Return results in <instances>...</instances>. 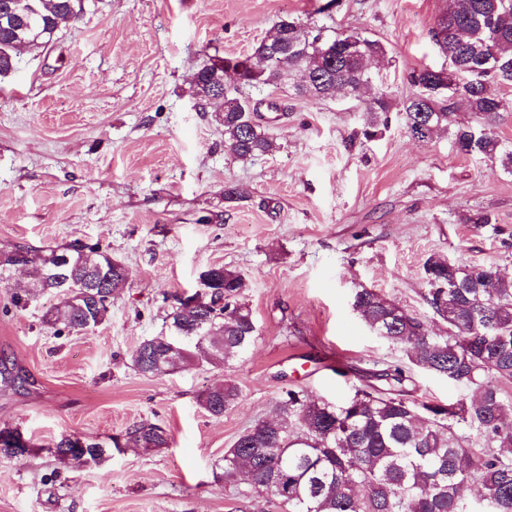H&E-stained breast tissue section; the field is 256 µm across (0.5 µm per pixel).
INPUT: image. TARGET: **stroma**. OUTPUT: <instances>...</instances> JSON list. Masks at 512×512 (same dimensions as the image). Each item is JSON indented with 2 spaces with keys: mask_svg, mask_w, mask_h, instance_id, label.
<instances>
[{
  "mask_svg": "<svg viewBox=\"0 0 512 512\" xmlns=\"http://www.w3.org/2000/svg\"><path fill=\"white\" fill-rule=\"evenodd\" d=\"M448 0H87L51 48L18 55L0 76V251L100 244L129 271L104 322L55 334L45 295L24 308L27 273L0 286V359L29 380L0 382V428L35 443L103 440L160 424L169 447L113 452L103 466L54 475L48 454L0 458V512H283L215 464L287 390L343 405L374 372L405 363L351 307L371 288L433 322L423 266L441 254L512 274V173L461 154L450 135L411 137L399 112L364 137L351 99L310 100L288 87L243 88L275 148L243 162L224 146L216 105L199 111L193 76L209 57L245 55L292 18L328 34L385 44L372 89L394 103L410 72L441 68L431 39ZM245 199L228 202L225 185ZM244 275L257 340L231 366L204 361L148 376L134 349L166 330L175 299L200 273ZM409 398L442 404L470 388L412 367ZM232 380L223 417L199 395Z\"/></svg>",
  "mask_w": 512,
  "mask_h": 512,
  "instance_id": "stroma-1",
  "label": "stroma"
}]
</instances>
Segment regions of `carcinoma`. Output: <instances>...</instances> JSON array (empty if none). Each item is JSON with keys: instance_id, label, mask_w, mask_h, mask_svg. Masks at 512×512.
<instances>
[{"instance_id": "carcinoma-1", "label": "carcinoma", "mask_w": 512, "mask_h": 512, "mask_svg": "<svg viewBox=\"0 0 512 512\" xmlns=\"http://www.w3.org/2000/svg\"><path fill=\"white\" fill-rule=\"evenodd\" d=\"M82 0H0V75L15 68L18 52H43L63 23L84 13ZM281 37L262 40L245 57H224L199 68L193 94L203 107L243 86L281 85L303 69L310 83L293 85L295 94L312 100L358 99L370 83L367 63L386 55L385 46L357 32L327 35L293 19L276 27ZM431 38L445 66L421 68L409 75L417 92L402 102L405 127L418 139L448 133L465 155L498 159L512 172V149L483 124L456 118L459 108L487 119L501 109L494 87L512 85V0H449ZM333 43L327 56L317 41ZM392 100L381 89L364 102L363 135L372 138L388 124ZM224 127L225 147L241 161L264 155L273 143L257 124L250 104L215 114ZM34 271L33 290L57 298L46 324L58 334L80 333L101 324L112 296L127 285L110 253L100 245L75 241L53 249L17 248L0 257V283L8 281L16 256ZM212 298L169 313L168 335L143 341L133 352L145 375L168 372L158 363L165 340L184 338L179 365L197 358L228 365L241 358L256 339L251 309L240 300L244 277L218 266ZM458 287L446 289L448 277ZM425 301L433 316L446 324L432 333L419 318L371 288H358L352 308L368 327L402 349L410 364L472 389L458 404L411 400L398 386L407 380L397 365L381 375L385 388L355 391L342 406L314 398L305 390H288L282 408L270 421L244 431L225 450L220 478L243 481L247 496H271L287 512H512V401L503 397L498 380L512 379V278L498 266L463 264L452 271L448 258L430 256L424 264ZM224 298V308L216 299ZM239 387L230 380L208 388L199 404L221 417L236 406ZM464 423L485 440L470 448L456 433ZM63 435L40 449L60 468L77 470L101 465L120 446L144 450L166 448L170 436L154 423H138L121 438L90 441ZM475 483L479 497L461 496Z\"/></svg>"}]
</instances>
